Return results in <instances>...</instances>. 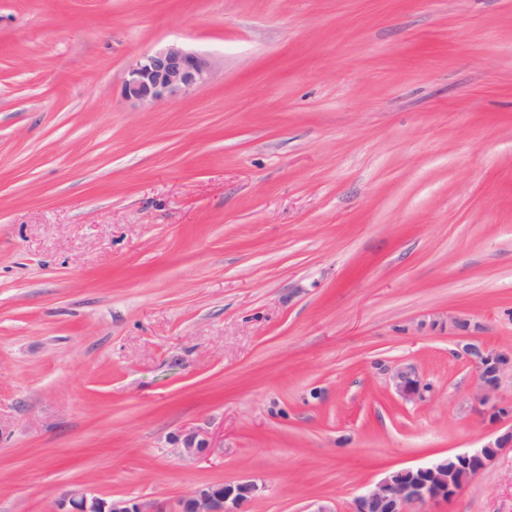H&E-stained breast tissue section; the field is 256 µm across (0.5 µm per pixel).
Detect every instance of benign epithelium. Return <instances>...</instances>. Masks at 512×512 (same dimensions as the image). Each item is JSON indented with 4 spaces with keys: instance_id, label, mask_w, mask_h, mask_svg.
I'll list each match as a JSON object with an SVG mask.
<instances>
[{
    "instance_id": "7a95c632",
    "label": "benign epithelium",
    "mask_w": 512,
    "mask_h": 512,
    "mask_svg": "<svg viewBox=\"0 0 512 512\" xmlns=\"http://www.w3.org/2000/svg\"><path fill=\"white\" fill-rule=\"evenodd\" d=\"M216 60L180 43H169L134 58L122 81V96L142 109L203 91ZM458 355L475 370L477 399L488 407L495 425L489 440L471 451L441 457L424 467L389 471L368 485L356 498L354 512H414L429 504L446 502L459 491L448 479V462L461 469L481 471L505 449H512V406L498 401L503 383L512 380V345L489 349L470 336L462 337ZM395 392L407 401L423 398L428 384L412 365H400L391 375ZM174 442L182 455L202 460L212 448L200 428L181 431ZM260 491L251 480L214 484L195 491L182 502V512H240ZM57 512H170L166 502L139 499L104 500L84 491L63 496Z\"/></svg>"
}]
</instances>
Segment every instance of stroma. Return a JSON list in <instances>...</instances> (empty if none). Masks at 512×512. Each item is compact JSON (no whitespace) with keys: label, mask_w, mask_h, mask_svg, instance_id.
<instances>
[{"label":"stroma","mask_w":512,"mask_h":512,"mask_svg":"<svg viewBox=\"0 0 512 512\" xmlns=\"http://www.w3.org/2000/svg\"><path fill=\"white\" fill-rule=\"evenodd\" d=\"M176 41L206 89L123 99ZM452 315L512 344V0H0V512H352L491 433ZM427 512H512V450ZM391 382L395 392L407 401L421 400L428 384L423 383L422 378L413 365H400L391 375ZM173 439L183 456L199 460L206 458L214 448L208 433L196 427L181 431ZM260 491L251 480L214 484L198 489L182 502V512H240ZM57 512H171L165 501L139 499L104 500L85 491H71L63 496Z\"/></svg>","instance_id":"35a3bbf8"}]
</instances>
